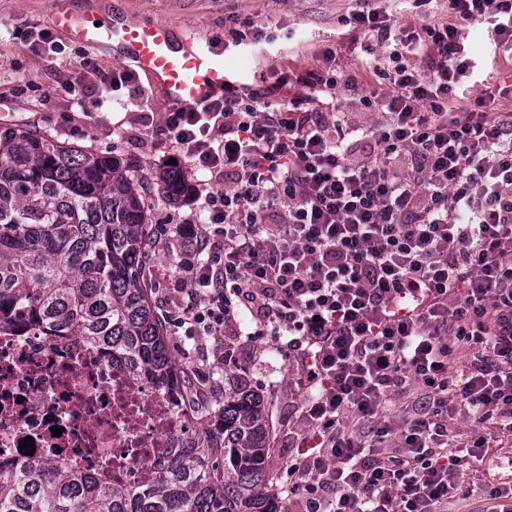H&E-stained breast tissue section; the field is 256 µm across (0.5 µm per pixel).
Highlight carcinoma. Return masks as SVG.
<instances>
[{
  "mask_svg": "<svg viewBox=\"0 0 512 512\" xmlns=\"http://www.w3.org/2000/svg\"><path fill=\"white\" fill-rule=\"evenodd\" d=\"M169 201L188 192L159 177ZM149 222L120 159L26 124L0 126V331L47 328L104 347L127 375L170 391L186 445L150 485L105 483L52 460L0 469V512H288L266 469L269 407L231 364L224 404L194 396L145 288ZM218 417L215 427L195 428Z\"/></svg>",
  "mask_w": 512,
  "mask_h": 512,
  "instance_id": "1",
  "label": "carcinoma"
}]
</instances>
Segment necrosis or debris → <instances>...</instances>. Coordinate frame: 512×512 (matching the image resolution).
<instances>
[{
    "label": "necrosis or debris",
    "instance_id": "necrosis-or-debris-1",
    "mask_svg": "<svg viewBox=\"0 0 512 512\" xmlns=\"http://www.w3.org/2000/svg\"><path fill=\"white\" fill-rule=\"evenodd\" d=\"M186 433L168 394L121 371L110 350L43 328L0 334V465L56 458L139 487ZM27 438L34 454L21 447Z\"/></svg>",
    "mask_w": 512,
    "mask_h": 512
}]
</instances>
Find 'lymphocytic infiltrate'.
<instances>
[{
	"mask_svg": "<svg viewBox=\"0 0 512 512\" xmlns=\"http://www.w3.org/2000/svg\"><path fill=\"white\" fill-rule=\"evenodd\" d=\"M448 11L512 47V0ZM346 22L384 92L328 49L287 100L229 86L164 114L173 158L210 179L202 219L164 241L179 278L157 303L196 342L240 335L243 311L280 341L304 425L295 512H447L487 442L458 445L449 416L512 430V121L488 110L512 83L456 105L471 68L456 26L403 30L377 9ZM340 86L376 123L348 121ZM413 391L394 431L389 403ZM392 436L400 452H383Z\"/></svg>",
	"mask_w": 512,
	"mask_h": 512,
	"instance_id": "obj_1",
	"label": "lymphocytic infiltrate"
}]
</instances>
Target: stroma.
<instances>
[{
	"instance_id": "stroma-1",
	"label": "stroma",
	"mask_w": 512,
	"mask_h": 512,
	"mask_svg": "<svg viewBox=\"0 0 512 512\" xmlns=\"http://www.w3.org/2000/svg\"><path fill=\"white\" fill-rule=\"evenodd\" d=\"M53 0H0V125L27 122L63 141L120 158L131 175L144 183L143 197L150 223L174 227L195 218L202 201L189 194L170 203L156 186L164 172L162 162L169 147L155 127L143 129L142 140H130L141 113L161 117L172 104L155 88L139 98L128 89H107L116 64L101 51L66 44L64 53L34 54L22 34L31 27L46 28ZM372 7L389 13L398 28L421 29L428 24H449L454 17L448 0H432L417 6L416 0H371ZM77 9L92 15L116 14L132 21H164L200 41H223L229 30L245 33L262 30L270 43L257 47L229 46L225 66L241 82L274 84L281 74L317 71L322 53L337 48V65L345 75L369 84L371 75L355 54L346 49L345 18L357 8V0H75ZM461 43L475 65L476 80L459 91L457 104L466 105L486 87L512 79V52L495 46L485 24H458ZM240 345V366L251 385L268 402L272 436L267 469L273 486L287 495L295 482L291 470L296 451L292 431L298 422L299 395L291 384L286 358L269 336L251 341L234 337ZM169 345L180 375L192 379L196 395L207 402L224 400V366L213 353L184 351L182 337L173 335ZM464 493L452 499L448 512H484L488 489L512 484V432L499 431L489 441L482 463L461 477Z\"/></svg>"
}]
</instances>
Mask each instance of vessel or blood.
Returning a JSON list of instances; mask_svg holds the SVG:
<instances>
[{"mask_svg":"<svg viewBox=\"0 0 512 512\" xmlns=\"http://www.w3.org/2000/svg\"><path fill=\"white\" fill-rule=\"evenodd\" d=\"M50 24L68 42L106 51L132 66L176 105H205L222 96L225 85L238 82L220 49L163 22L93 16L75 9L73 0H53Z\"/></svg>","mask_w":512,"mask_h":512,"instance_id":"b4317fda","label":"vessel or blood"}]
</instances>
